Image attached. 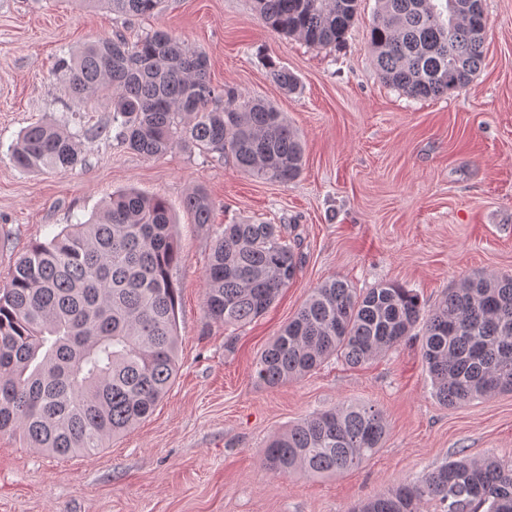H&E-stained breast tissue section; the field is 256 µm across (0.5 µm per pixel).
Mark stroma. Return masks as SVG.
<instances>
[{
    "label": "stroma",
    "instance_id": "35a3bbf8",
    "mask_svg": "<svg viewBox=\"0 0 512 512\" xmlns=\"http://www.w3.org/2000/svg\"><path fill=\"white\" fill-rule=\"evenodd\" d=\"M376 7L359 0L345 42L319 47L264 28L254 0H164L132 20L85 0H0V287L34 243L128 187L166 200L180 250L178 373L166 396L91 457L57 458L0 432V512H351L461 455L512 466V393L441 404L421 337L357 368L330 359L274 388L254 376L260 352L324 281L361 291L395 283L427 312L474 273L512 275V0H483L480 70L428 99L379 75L369 47ZM154 28L205 52L214 85L286 113L305 145L297 180L255 179L195 148L142 156L108 133L104 99L79 101L58 84L61 49ZM276 66L297 76L295 93L273 82ZM39 121L75 135L81 165L34 174L12 164L11 145ZM198 189L214 202L207 224L183 207ZM245 223L281 225L300 264L262 317L227 329L204 316V275L217 232ZM350 402L375 405L388 425L361 466L330 478L262 467L275 434Z\"/></svg>",
    "mask_w": 512,
    "mask_h": 512
}]
</instances>
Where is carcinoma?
Listing matches in <instances>:
<instances>
[{
  "label": "carcinoma",
  "mask_w": 512,
  "mask_h": 512,
  "mask_svg": "<svg viewBox=\"0 0 512 512\" xmlns=\"http://www.w3.org/2000/svg\"><path fill=\"white\" fill-rule=\"evenodd\" d=\"M359 0H254L271 31L316 46L341 44ZM378 0L370 30L382 78L411 98L464 88L480 69L486 24L482 0ZM113 13L143 17L162 0H105ZM206 53L164 29L135 41L120 31L53 65L75 99L105 97L116 139L147 157L178 146L232 159L257 179H297L304 148L284 113L239 90L214 87ZM293 92L298 78L275 69ZM15 167L69 170L82 163L66 129L28 126L11 148ZM195 223H210L213 202L198 189L184 201ZM164 198L115 194L90 220L69 224L15 263L0 290V431L55 457L90 456L146 419L177 374V288L170 271L179 252ZM294 247L278 224H226L205 273L203 309L224 327L261 317L296 277ZM422 325L423 358L433 395L457 406L512 392V275H478L451 288L421 320L412 289L382 283L358 292L332 279L312 292L260 354L258 381L276 387L332 356L358 366L412 336ZM387 434L381 410L343 404L312 413L277 435L262 466L273 473L329 476L373 456ZM512 512V468L461 456L417 482L361 502L353 512Z\"/></svg>",
  "instance_id": "obj_1"
}]
</instances>
